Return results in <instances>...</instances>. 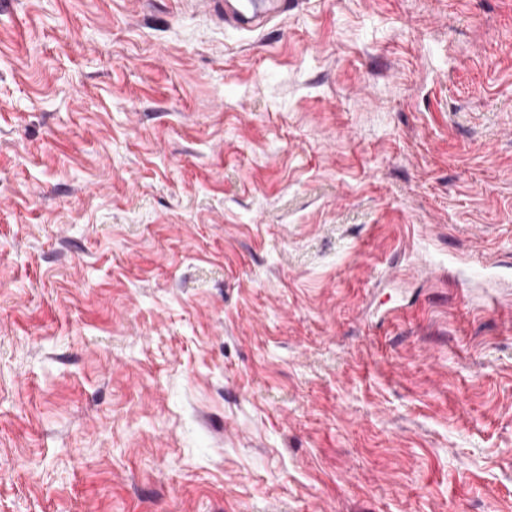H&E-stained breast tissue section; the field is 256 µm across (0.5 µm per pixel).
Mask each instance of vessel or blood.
Masks as SVG:
<instances>
[{
    "mask_svg": "<svg viewBox=\"0 0 512 512\" xmlns=\"http://www.w3.org/2000/svg\"><path fill=\"white\" fill-rule=\"evenodd\" d=\"M225 27L253 33L265 30L294 9L298 0H200Z\"/></svg>",
    "mask_w": 512,
    "mask_h": 512,
    "instance_id": "vessel-or-blood-1",
    "label": "vessel or blood"
}]
</instances>
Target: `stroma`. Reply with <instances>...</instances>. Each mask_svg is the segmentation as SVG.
<instances>
[{"instance_id":"obj_1","label":"stroma","mask_w":512,"mask_h":512,"mask_svg":"<svg viewBox=\"0 0 512 512\" xmlns=\"http://www.w3.org/2000/svg\"><path fill=\"white\" fill-rule=\"evenodd\" d=\"M0 512H512V0H0ZM200 0L208 11L223 23L224 28H231L243 33L265 30L276 19L288 14L298 5V0Z\"/></svg>"}]
</instances>
